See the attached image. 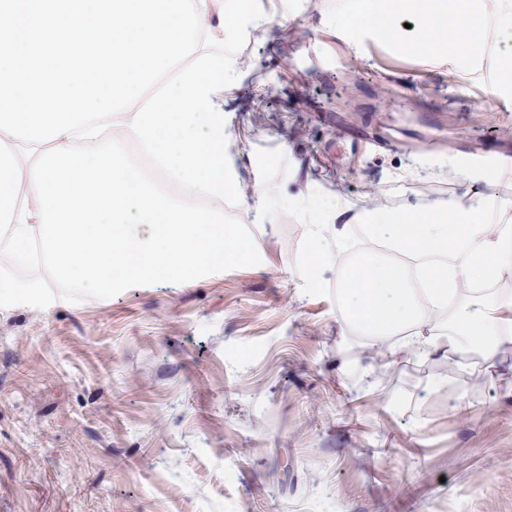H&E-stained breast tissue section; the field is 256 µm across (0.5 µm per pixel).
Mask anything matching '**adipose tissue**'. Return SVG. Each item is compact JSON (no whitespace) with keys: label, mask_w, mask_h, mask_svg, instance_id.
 I'll return each instance as SVG.
<instances>
[{"label":"adipose tissue","mask_w":512,"mask_h":512,"mask_svg":"<svg viewBox=\"0 0 512 512\" xmlns=\"http://www.w3.org/2000/svg\"><path fill=\"white\" fill-rule=\"evenodd\" d=\"M412 20L409 33L399 22ZM512 29V0H456L447 10L444 0H353L350 13L328 23L344 39L347 56L357 62L366 48L349 32L361 29L375 41L404 48L448 50V76L458 87L466 85V70L458 61L460 50L471 51L469 68L486 70L488 98L512 93V58L485 55L479 50L503 28ZM370 218L374 238L407 258L426 257L420 278L430 301L421 307L400 265L365 252L353 264L337 263L342 285V315L371 333L374 342L391 341L392 352L402 348L417 354L454 358L479 341L486 359H493L499 336L512 335V294L491 290L492 282L512 273V225L494 224L485 206L461 195L446 212H414L400 217L376 208L362 209ZM478 288L474 306H449V296L460 284Z\"/></svg>","instance_id":"adipose-tissue-1"}]
</instances>
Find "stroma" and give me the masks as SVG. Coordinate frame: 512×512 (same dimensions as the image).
<instances>
[{"mask_svg": "<svg viewBox=\"0 0 512 512\" xmlns=\"http://www.w3.org/2000/svg\"><path fill=\"white\" fill-rule=\"evenodd\" d=\"M224 95L233 207L259 265L78 304L0 309V512H512V343L492 364L391 355L344 320L336 211L489 200L512 96L320 28L344 0H269ZM326 256L309 266L313 238Z\"/></svg>", "mask_w": 512, "mask_h": 512, "instance_id": "obj_1", "label": "stroma"}]
</instances>
